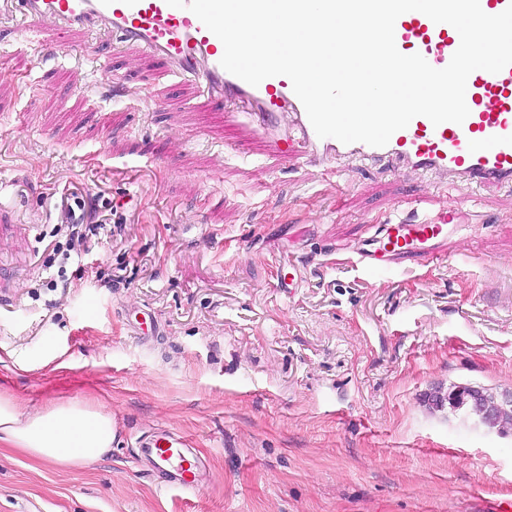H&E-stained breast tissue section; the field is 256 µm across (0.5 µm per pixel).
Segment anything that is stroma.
Returning <instances> with one entry per match:
<instances>
[{
    "instance_id": "35a3bbf8",
    "label": "stroma",
    "mask_w": 512,
    "mask_h": 512,
    "mask_svg": "<svg viewBox=\"0 0 512 512\" xmlns=\"http://www.w3.org/2000/svg\"><path fill=\"white\" fill-rule=\"evenodd\" d=\"M23 24L0 18V391L25 413L103 404L116 433L81 468L0 444V512H478L512 497V433L424 402L512 388V188L283 161L241 108L163 62L103 34L45 52ZM72 195L98 231L66 256L53 245ZM112 206L118 235L100 225ZM456 207L466 228L442 261L357 263L371 225ZM142 310L149 341L128 325ZM161 425L209 459L204 490H165L136 462Z\"/></svg>"
}]
</instances>
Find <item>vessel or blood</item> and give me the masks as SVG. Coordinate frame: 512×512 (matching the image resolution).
<instances>
[{"label":"vessel or blood","instance_id":"obj_1","mask_svg":"<svg viewBox=\"0 0 512 512\" xmlns=\"http://www.w3.org/2000/svg\"><path fill=\"white\" fill-rule=\"evenodd\" d=\"M7 16L25 18L39 33L103 31L117 44L135 46L164 62L198 95L246 107L254 122L279 123L288 133L277 142L283 157L304 155L325 173L347 160L422 171L444 183L512 187V65L495 74H470L465 95L470 114L463 123L436 126L418 116L386 146L373 147L318 137L287 77H269L254 87L230 74L220 64L224 47L219 38L189 9L169 6L166 0H0V17ZM395 43L401 53L421 54L441 69L458 49L460 37L451 25L411 11L397 19ZM461 227L456 208L416 224L385 222L358 248L357 259L378 274L409 257L433 261L443 257L444 243ZM136 445L137 461L165 489L196 493L206 488L209 463L184 436L158 426L139 436Z\"/></svg>","mask_w":512,"mask_h":512}]
</instances>
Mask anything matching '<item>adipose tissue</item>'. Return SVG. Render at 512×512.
I'll list each match as a JSON object with an SVG mask.
<instances>
[{
	"label": "adipose tissue",
	"mask_w": 512,
	"mask_h": 512,
	"mask_svg": "<svg viewBox=\"0 0 512 512\" xmlns=\"http://www.w3.org/2000/svg\"><path fill=\"white\" fill-rule=\"evenodd\" d=\"M113 439L112 415L103 405L54 402L23 414L13 396L0 391V440L32 459L79 467L103 457Z\"/></svg>",
	"instance_id": "ef3b65f1"
}]
</instances>
